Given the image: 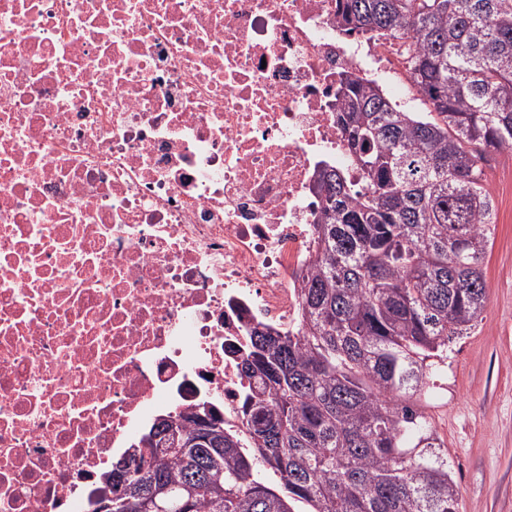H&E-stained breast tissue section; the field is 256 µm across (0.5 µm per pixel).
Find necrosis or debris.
<instances>
[{
	"label": "necrosis or debris",
	"instance_id": "4bbe7bcc",
	"mask_svg": "<svg viewBox=\"0 0 512 512\" xmlns=\"http://www.w3.org/2000/svg\"><path fill=\"white\" fill-rule=\"evenodd\" d=\"M339 0H0V512H93L159 412L239 426L248 329L299 325L352 74Z\"/></svg>",
	"mask_w": 512,
	"mask_h": 512
}]
</instances>
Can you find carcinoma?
Segmentation results:
<instances>
[{
  "mask_svg": "<svg viewBox=\"0 0 512 512\" xmlns=\"http://www.w3.org/2000/svg\"><path fill=\"white\" fill-rule=\"evenodd\" d=\"M348 34L410 46L424 112L346 74L336 118L364 190L323 169L301 329H249L246 432L211 416L218 445L147 446L129 484L158 480L152 512H459L440 439L414 399L488 295L496 228L484 164L512 152V0H341ZM269 469L276 484L259 477Z\"/></svg>",
  "mask_w": 512,
  "mask_h": 512,
  "instance_id": "1",
  "label": "carcinoma"
}]
</instances>
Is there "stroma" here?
<instances>
[{"label": "stroma", "instance_id": "stroma-1", "mask_svg": "<svg viewBox=\"0 0 512 512\" xmlns=\"http://www.w3.org/2000/svg\"><path fill=\"white\" fill-rule=\"evenodd\" d=\"M486 173L499 179L487 306L468 335L449 343L418 400L444 445L460 512H512V156H491Z\"/></svg>", "mask_w": 512, "mask_h": 512}]
</instances>
